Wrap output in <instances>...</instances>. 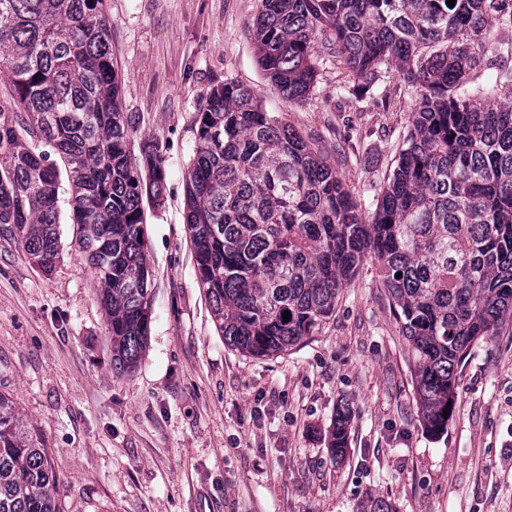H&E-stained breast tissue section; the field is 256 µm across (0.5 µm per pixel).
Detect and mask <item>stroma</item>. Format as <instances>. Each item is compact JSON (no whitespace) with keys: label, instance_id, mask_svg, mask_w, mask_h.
Listing matches in <instances>:
<instances>
[{"label":"stroma","instance_id":"obj_1","mask_svg":"<svg viewBox=\"0 0 512 512\" xmlns=\"http://www.w3.org/2000/svg\"><path fill=\"white\" fill-rule=\"evenodd\" d=\"M259 0H104L132 166L153 143L162 205L145 207L150 335L137 370L112 371L94 270L60 209L63 258L35 270L0 234V393L48 448L61 512H512V320L461 368L443 435L418 417L403 339L367 260L303 345L250 357L225 344L184 223V173L208 92L232 80L336 168L371 217L418 101L389 72L365 97L321 60L302 103L257 64ZM352 410L348 453L324 434Z\"/></svg>","mask_w":512,"mask_h":512}]
</instances>
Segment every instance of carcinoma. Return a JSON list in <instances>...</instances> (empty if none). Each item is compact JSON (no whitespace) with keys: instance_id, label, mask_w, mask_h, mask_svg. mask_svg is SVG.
Segmentation results:
<instances>
[{"instance_id":"1","label":"carcinoma","mask_w":512,"mask_h":512,"mask_svg":"<svg viewBox=\"0 0 512 512\" xmlns=\"http://www.w3.org/2000/svg\"><path fill=\"white\" fill-rule=\"evenodd\" d=\"M103 0H0V230L48 273L69 194L79 246L100 284L112 369L134 372L151 322L143 198L162 203L157 147L132 167ZM512 0H260L258 61L305 100L320 55L368 92L394 68L420 98L371 221L303 137L234 81L198 114L185 221L198 283L224 341L271 357L313 335L366 256L408 345L415 402L448 429L460 368L512 318ZM289 313V320L283 319ZM352 413L328 435L344 458ZM48 449L0 394V512H60Z\"/></svg>"}]
</instances>
